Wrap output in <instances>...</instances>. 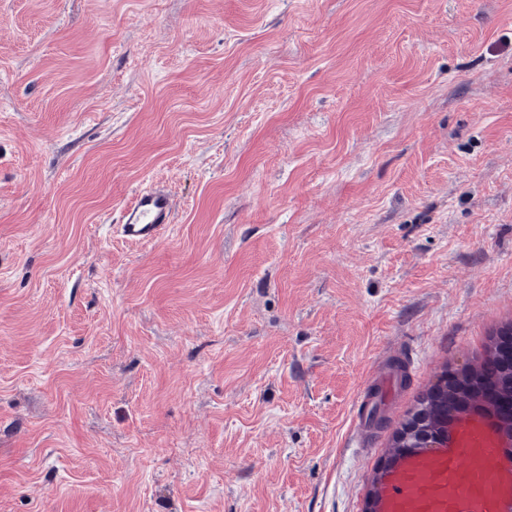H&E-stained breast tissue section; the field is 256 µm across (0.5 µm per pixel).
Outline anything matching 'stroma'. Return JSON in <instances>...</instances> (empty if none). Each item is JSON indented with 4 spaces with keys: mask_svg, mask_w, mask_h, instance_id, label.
Returning a JSON list of instances; mask_svg holds the SVG:
<instances>
[{
    "mask_svg": "<svg viewBox=\"0 0 512 512\" xmlns=\"http://www.w3.org/2000/svg\"><path fill=\"white\" fill-rule=\"evenodd\" d=\"M511 320L512 0H0V512H364ZM175 202L158 188L140 190L133 202L116 220L120 235L127 241L149 243L157 239L175 221Z\"/></svg>",
    "mask_w": 512,
    "mask_h": 512,
    "instance_id": "stroma-1",
    "label": "stroma"
}]
</instances>
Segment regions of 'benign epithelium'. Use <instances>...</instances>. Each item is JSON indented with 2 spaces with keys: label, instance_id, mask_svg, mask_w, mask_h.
Masks as SVG:
<instances>
[{
  "label": "benign epithelium",
  "instance_id": "benign-epithelium-1",
  "mask_svg": "<svg viewBox=\"0 0 512 512\" xmlns=\"http://www.w3.org/2000/svg\"><path fill=\"white\" fill-rule=\"evenodd\" d=\"M455 408L442 426L420 431V427L407 430L400 445L418 449L444 448L449 441L469 424L483 421L493 436L512 435V392L492 389L486 399L475 403L460 395L454 398ZM392 471V464L381 467L374 479L365 512H381L380 489Z\"/></svg>",
  "mask_w": 512,
  "mask_h": 512
}]
</instances>
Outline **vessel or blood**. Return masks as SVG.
Returning <instances> with one entry per match:
<instances>
[{"instance_id": "obj_1", "label": "vessel or blood", "mask_w": 512, "mask_h": 512, "mask_svg": "<svg viewBox=\"0 0 512 512\" xmlns=\"http://www.w3.org/2000/svg\"><path fill=\"white\" fill-rule=\"evenodd\" d=\"M175 202L158 188L140 190L117 224L135 243L157 239L175 221ZM384 512H512V467L479 425L433 454L402 458L382 488Z\"/></svg>"}]
</instances>
